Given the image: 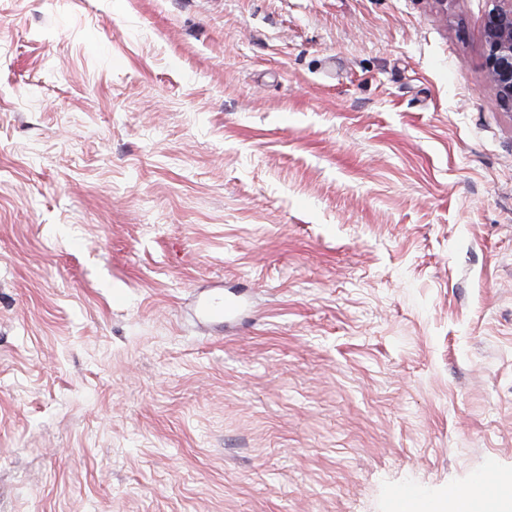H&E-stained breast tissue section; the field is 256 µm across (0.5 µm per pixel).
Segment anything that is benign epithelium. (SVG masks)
<instances>
[{"mask_svg":"<svg viewBox=\"0 0 512 512\" xmlns=\"http://www.w3.org/2000/svg\"><path fill=\"white\" fill-rule=\"evenodd\" d=\"M484 19L485 75L502 109L512 112V0H493Z\"/></svg>","mask_w":512,"mask_h":512,"instance_id":"benign-epithelium-1","label":"benign epithelium"}]
</instances>
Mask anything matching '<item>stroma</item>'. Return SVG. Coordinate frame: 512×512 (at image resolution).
Masks as SVG:
<instances>
[{"mask_svg":"<svg viewBox=\"0 0 512 512\" xmlns=\"http://www.w3.org/2000/svg\"><path fill=\"white\" fill-rule=\"evenodd\" d=\"M492 0H0V512H393L512 476ZM240 292L215 333L187 312Z\"/></svg>","mask_w":512,"mask_h":512,"instance_id":"stroma-1","label":"stroma"}]
</instances>
